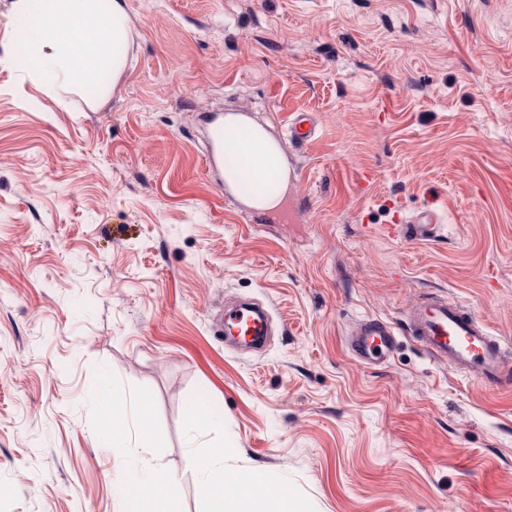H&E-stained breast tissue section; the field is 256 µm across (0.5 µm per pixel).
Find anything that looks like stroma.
Listing matches in <instances>:
<instances>
[{
    "label": "stroma",
    "mask_w": 512,
    "mask_h": 512,
    "mask_svg": "<svg viewBox=\"0 0 512 512\" xmlns=\"http://www.w3.org/2000/svg\"><path fill=\"white\" fill-rule=\"evenodd\" d=\"M125 3L115 88L63 108L0 0V512H120L104 388L149 401L182 512L205 507L196 410L223 416L226 468L309 512H512V388L403 332L378 366L345 341L444 295L512 347V0ZM207 112L266 127L296 221L251 223L206 174ZM425 214L430 239L382 232ZM238 299L273 319L261 351L214 328Z\"/></svg>",
    "instance_id": "stroma-1"
}]
</instances>
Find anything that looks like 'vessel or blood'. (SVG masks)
<instances>
[{
  "instance_id": "1",
  "label": "vessel or blood",
  "mask_w": 512,
  "mask_h": 512,
  "mask_svg": "<svg viewBox=\"0 0 512 512\" xmlns=\"http://www.w3.org/2000/svg\"><path fill=\"white\" fill-rule=\"evenodd\" d=\"M209 149L204 167L210 173L224 171V119L212 116ZM224 333L238 337L245 348L263 346L272 327L269 314L258 304L226 307L220 319ZM405 331L420 343L431 359L453 371L496 389L512 374L505 350L487 324L458 301L445 297L417 302L405 322ZM396 329L373 317L360 319L351 330L349 349L372 364L385 363L395 345Z\"/></svg>"
}]
</instances>
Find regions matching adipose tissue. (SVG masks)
Wrapping results in <instances>:
<instances>
[{
	"instance_id": "obj_1",
	"label": "adipose tissue",
	"mask_w": 512,
	"mask_h": 512,
	"mask_svg": "<svg viewBox=\"0 0 512 512\" xmlns=\"http://www.w3.org/2000/svg\"><path fill=\"white\" fill-rule=\"evenodd\" d=\"M12 13L23 23L22 66L33 82L45 84L49 97L63 106L78 96L91 106L109 94L126 66L132 40L124 0H13ZM224 153L237 161L225 169L226 183L233 186L249 178L253 193L248 205L275 207L278 199L266 192L267 181L288 183L276 141L248 117L229 114L224 118ZM98 401L107 415L128 423L118 436L104 426L96 430L112 450L116 475L123 476L133 464L148 476L144 482L125 479L123 512H181L178 476L158 474L153 463L161 439L147 422L148 401L136 394L117 398L105 390ZM223 430V418L213 414L192 416L188 423L189 461L199 477L205 512H306L299 500L274 506L263 492L266 476L260 468H225L223 448L204 442Z\"/></svg>"
}]
</instances>
